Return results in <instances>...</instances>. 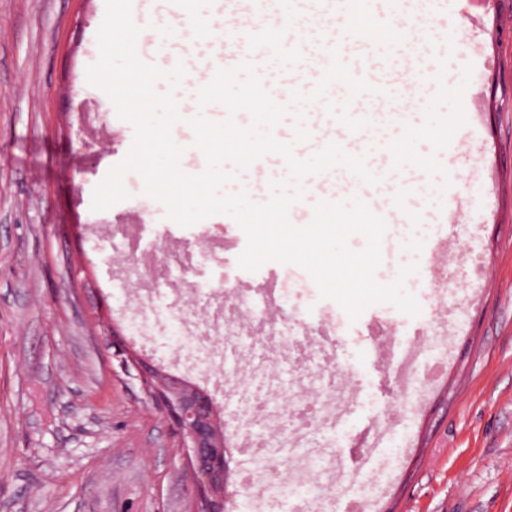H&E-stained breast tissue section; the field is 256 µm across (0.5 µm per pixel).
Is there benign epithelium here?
I'll use <instances>...</instances> for the list:
<instances>
[{"label": "benign epithelium", "mask_w": 512, "mask_h": 512, "mask_svg": "<svg viewBox=\"0 0 512 512\" xmlns=\"http://www.w3.org/2000/svg\"><path fill=\"white\" fill-rule=\"evenodd\" d=\"M123 370L136 371L150 399L160 405L177 426L186 464L195 485L193 512H224L229 495L231 451L221 431L220 410L212 395L184 379L163 372L146 356L130 349L117 329L106 336Z\"/></svg>", "instance_id": "7a95c632"}]
</instances>
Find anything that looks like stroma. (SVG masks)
I'll list each match as a JSON object with an SVG mask.
<instances>
[{
    "instance_id": "stroma-1",
    "label": "stroma",
    "mask_w": 512,
    "mask_h": 512,
    "mask_svg": "<svg viewBox=\"0 0 512 512\" xmlns=\"http://www.w3.org/2000/svg\"><path fill=\"white\" fill-rule=\"evenodd\" d=\"M105 0H0V512H189L194 486L175 425L120 368L104 335L128 329L122 288L101 224H129L148 203L143 181L103 211L95 186L134 138L112 102L88 84L99 58ZM430 31L413 43L378 39L398 66L408 52L436 57L433 114L410 112L359 145L399 153V180L418 199L402 221L395 267L433 238L463 253L468 277L448 293V367L420 407L398 420L354 487L376 512H512V0H407ZM148 21L171 38L144 45L150 64L191 47L200 28L166 0ZM444 126L443 140L428 131ZM392 304L367 307L347 363L373 402L349 416V436L369 432L398 390L380 383L369 337Z\"/></svg>"
}]
</instances>
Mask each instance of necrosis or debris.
I'll use <instances>...</instances> for the list:
<instances>
[{"instance_id":"4bbe7bcc","label":"necrosis or debris","mask_w":512,"mask_h":512,"mask_svg":"<svg viewBox=\"0 0 512 512\" xmlns=\"http://www.w3.org/2000/svg\"><path fill=\"white\" fill-rule=\"evenodd\" d=\"M142 213L137 233L106 227L108 239L123 243L116 263L137 285L134 322L146 339L178 327L184 341L175 348L174 361L221 380L244 458L240 483L256 507L276 512L286 504L290 512H309L336 485L342 445L336 426L361 392L337 354L352 322L333 308L316 321L298 303L281 309L275 292L298 300L310 292L302 279L273 276L254 283L224 268L232 237L216 239L207 226L200 243L183 242L169 225L155 223L151 208ZM446 248L439 240L424 252L418 286L429 315L417 333L405 337L403 321L387 320L401 352L381 370L393 378L400 396L382 410L372 441L361 443L358 473L368 472L379 444L412 405L415 383H430L437 373L436 353L449 337L447 292L455 284ZM231 353L246 361L247 369L228 367Z\"/></svg>"}]
</instances>
